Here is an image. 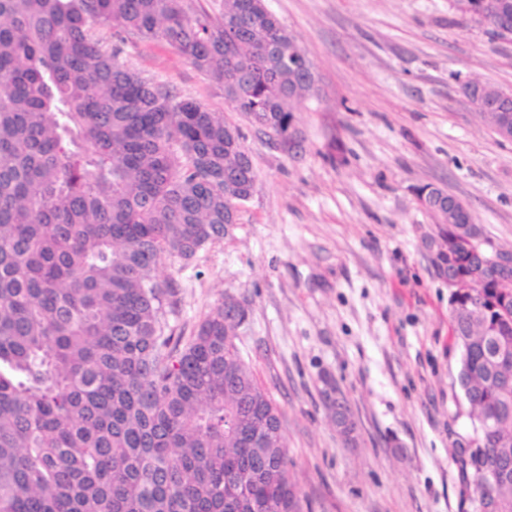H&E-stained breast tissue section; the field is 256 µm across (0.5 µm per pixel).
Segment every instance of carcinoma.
I'll use <instances>...</instances> for the list:
<instances>
[{
  "instance_id": "1",
  "label": "carcinoma",
  "mask_w": 512,
  "mask_h": 512,
  "mask_svg": "<svg viewBox=\"0 0 512 512\" xmlns=\"http://www.w3.org/2000/svg\"><path fill=\"white\" fill-rule=\"evenodd\" d=\"M0 0V512H307L286 441L252 448L279 409L233 342L220 302L191 336L167 315L168 256L224 240V210L256 179L231 127L108 48L104 27L173 47L258 125L296 126L318 95L265 0ZM459 383L479 431L453 450L463 481L512 479V280L479 274L476 238L436 214Z\"/></svg>"
}]
</instances>
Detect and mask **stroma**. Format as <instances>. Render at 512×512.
I'll list each match as a JSON object with an SVG mask.
<instances>
[{
	"mask_svg": "<svg viewBox=\"0 0 512 512\" xmlns=\"http://www.w3.org/2000/svg\"><path fill=\"white\" fill-rule=\"evenodd\" d=\"M318 75L301 102L295 156L225 100L170 46L101 29L143 78L236 127L257 173L232 234L191 261L163 259L175 332L190 335L224 296L245 297L237 344L278 405L288 459L312 512H472L452 459L475 437L458 381L448 286L422 243L433 219L416 196L460 198L512 245V141L480 119L463 85L512 90V43L453 0H265ZM344 396L346 443L326 396Z\"/></svg>",
	"mask_w": 512,
	"mask_h": 512,
	"instance_id": "35a3bbf8",
	"label": "stroma"
}]
</instances>
